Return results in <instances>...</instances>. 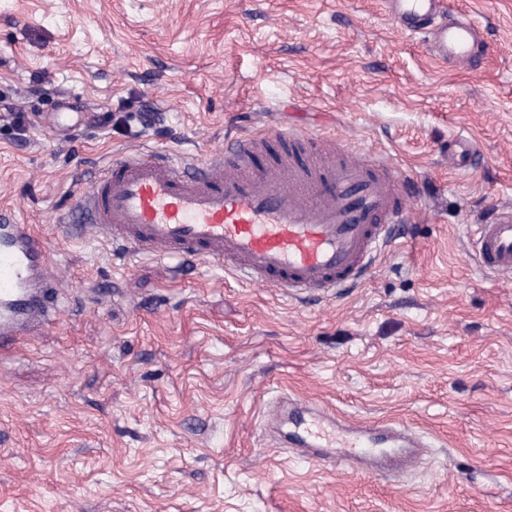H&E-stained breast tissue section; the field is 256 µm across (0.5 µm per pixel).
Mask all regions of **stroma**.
Instances as JSON below:
<instances>
[{
	"label": "stroma",
	"instance_id": "35a3bbf8",
	"mask_svg": "<svg viewBox=\"0 0 512 512\" xmlns=\"http://www.w3.org/2000/svg\"><path fill=\"white\" fill-rule=\"evenodd\" d=\"M446 4L486 31L476 70L435 64L382 0H0V208L45 235L60 295L0 363V512H512V275L469 249L512 204V0ZM257 129L411 178L362 286L304 301L65 236L124 154L202 164ZM283 390L400 420L426 460L301 459L264 425Z\"/></svg>",
	"mask_w": 512,
	"mask_h": 512
}]
</instances>
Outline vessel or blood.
I'll use <instances>...</instances> for the list:
<instances>
[{
    "label": "vessel or blood",
    "mask_w": 512,
    "mask_h": 512,
    "mask_svg": "<svg viewBox=\"0 0 512 512\" xmlns=\"http://www.w3.org/2000/svg\"><path fill=\"white\" fill-rule=\"evenodd\" d=\"M386 4L397 27L421 37L439 64L469 68L480 58L483 29L470 17L449 15L444 0ZM259 141L256 135L229 138L223 155L202 166L164 156L124 157L103 169L78 200L76 234L98 232L145 257L224 263L243 279L297 295H334L356 284L393 240L395 226L411 219L404 180L386 162L361 156L311 170L304 153L326 142L302 132L281 139L288 163L272 161L257 173ZM473 248L484 270L512 273L511 206L477 225ZM48 264L45 239L0 214V354L39 331L56 309ZM272 422L280 439L307 449L317 463L327 461L326 449L338 437L343 451L337 460L347 465L373 462L376 449L398 444L404 454L385 465L395 474L428 446L401 421L360 423L302 401Z\"/></svg>",
    "instance_id": "1"
}]
</instances>
